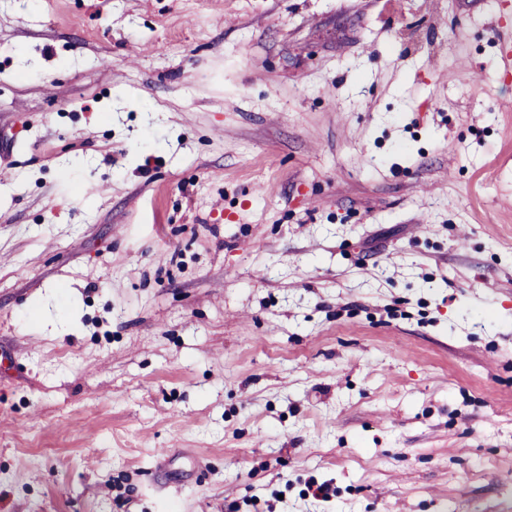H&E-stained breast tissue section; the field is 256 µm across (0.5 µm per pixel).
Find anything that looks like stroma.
I'll return each instance as SVG.
<instances>
[{"label": "stroma", "mask_w": 512, "mask_h": 512, "mask_svg": "<svg viewBox=\"0 0 512 512\" xmlns=\"http://www.w3.org/2000/svg\"><path fill=\"white\" fill-rule=\"evenodd\" d=\"M510 9L0 0V512H512Z\"/></svg>", "instance_id": "1"}]
</instances>
